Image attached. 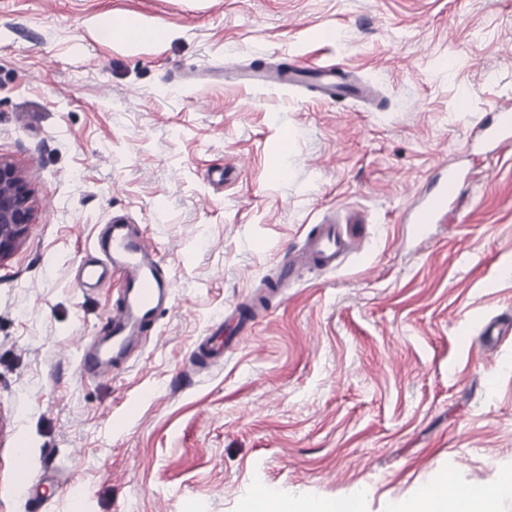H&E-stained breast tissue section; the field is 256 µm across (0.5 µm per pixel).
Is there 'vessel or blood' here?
Segmentation results:
<instances>
[{
    "mask_svg": "<svg viewBox=\"0 0 512 512\" xmlns=\"http://www.w3.org/2000/svg\"><path fill=\"white\" fill-rule=\"evenodd\" d=\"M285 75L296 82L313 79L319 96L324 99H336L343 90L331 66H320L308 73L292 70ZM285 75L277 70H252L242 74L241 79L268 86L279 83ZM479 133L489 154L511 148L512 104L506 102L495 107L492 120L482 125ZM462 183L461 174L456 169H449L446 181L422 197L415 208V233H426L432 225L450 219L457 209ZM358 249V239L353 232L333 224H322L306 236L298 250L284 255L279 266L283 277L289 280L304 267L333 271L343 264L348 254ZM99 250L102 260L83 267L82 281L96 284L116 271L122 276L123 288L107 334L91 346L78 350L83 371L92 376L112 362L127 358L143 333L170 305L173 296V282L164 269L159 248L144 229L120 220L113 221L99 239Z\"/></svg>",
    "mask_w": 512,
    "mask_h": 512,
    "instance_id": "obj_1",
    "label": "vessel or blood"
}]
</instances>
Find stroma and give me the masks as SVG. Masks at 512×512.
<instances>
[{"label":"stroma","instance_id":"obj_1","mask_svg":"<svg viewBox=\"0 0 512 512\" xmlns=\"http://www.w3.org/2000/svg\"><path fill=\"white\" fill-rule=\"evenodd\" d=\"M107 13L165 35L99 41ZM286 63L368 93L238 79ZM509 100L512 0H0V156L34 206L0 262V512L362 489L388 512L448 479L512 478V149L467 155ZM444 164L472 178L454 222L415 237L405 217ZM117 217L158 244L173 308L90 377L77 343L106 333L120 276L82 288L78 270ZM350 217L361 254L302 269L220 364L196 363L277 256Z\"/></svg>","mask_w":512,"mask_h":512}]
</instances>
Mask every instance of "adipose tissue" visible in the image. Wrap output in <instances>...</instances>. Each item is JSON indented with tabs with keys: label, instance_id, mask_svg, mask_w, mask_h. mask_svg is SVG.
I'll return each instance as SVG.
<instances>
[{
	"label": "adipose tissue",
	"instance_id": "obj_1",
	"mask_svg": "<svg viewBox=\"0 0 512 512\" xmlns=\"http://www.w3.org/2000/svg\"><path fill=\"white\" fill-rule=\"evenodd\" d=\"M511 495L512 479L479 490L451 482L437 490L418 491L404 504L402 512H499L500 502ZM362 504L359 494L332 506L265 492L252 499L248 512H362Z\"/></svg>",
	"mask_w": 512,
	"mask_h": 512
}]
</instances>
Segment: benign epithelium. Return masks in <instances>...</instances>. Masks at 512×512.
<instances>
[{"label":"benign epithelium","mask_w":512,"mask_h":512,"mask_svg":"<svg viewBox=\"0 0 512 512\" xmlns=\"http://www.w3.org/2000/svg\"><path fill=\"white\" fill-rule=\"evenodd\" d=\"M33 219L32 194L22 173L0 157V261L13 253Z\"/></svg>","instance_id":"obj_1"}]
</instances>
